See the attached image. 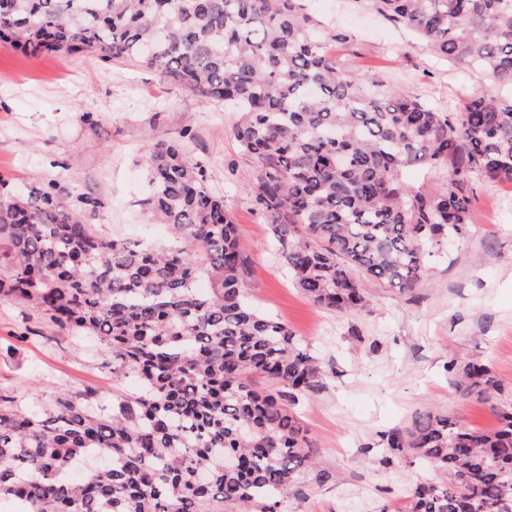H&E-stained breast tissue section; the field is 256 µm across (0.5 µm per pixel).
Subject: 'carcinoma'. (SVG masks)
<instances>
[{
	"instance_id": "obj_1",
	"label": "carcinoma",
	"mask_w": 512,
	"mask_h": 512,
	"mask_svg": "<svg viewBox=\"0 0 512 512\" xmlns=\"http://www.w3.org/2000/svg\"><path fill=\"white\" fill-rule=\"evenodd\" d=\"M367 3L501 93L481 89L466 111L443 112L350 73L325 50L346 34L320 38L303 0H4L0 44L134 59L233 105L234 137L257 167L251 193L291 280L322 307L359 312L361 279L413 291L428 259L475 223V185L512 182V0ZM192 139L148 149L139 200L182 246L98 235L55 180L0 191L13 258L0 297L94 337L113 377L138 384L110 406L93 389L59 393L46 413L0 392V502L15 512H282L332 479L289 410L319 390L323 366L244 293L237 227L189 156ZM411 168L445 183L425 193ZM447 370L466 396L502 392L484 363ZM497 413L498 427L480 430L428 412L381 439L383 463L410 455L440 474L416 484L410 512H512V402ZM86 454L107 465L73 484L67 470ZM226 454L237 467L214 465Z\"/></svg>"
}]
</instances>
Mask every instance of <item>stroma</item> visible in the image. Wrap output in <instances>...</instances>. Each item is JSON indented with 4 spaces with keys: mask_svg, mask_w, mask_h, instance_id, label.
Here are the masks:
<instances>
[{
    "mask_svg": "<svg viewBox=\"0 0 512 512\" xmlns=\"http://www.w3.org/2000/svg\"><path fill=\"white\" fill-rule=\"evenodd\" d=\"M307 11L345 32L328 46L355 74H379L445 112L465 111L486 81L436 56L364 0H305ZM239 115L139 62L97 53L30 54L0 45V181L55 180L101 203L91 224L105 238L168 245L175 234L144 213L141 158L160 140L192 130L189 149L223 194L246 255L243 289L256 308L307 340L325 366L322 388L293 413L313 446L323 486L289 498L284 512H407L414 485L436 472L406 459L389 465L384 432L428 412L490 430L491 402L457 391L449 361L482 360L512 400V183L476 186V222L445 244L412 292L373 279L370 300L352 315L314 304L281 270L273 231L251 187L256 165L238 148ZM109 356L90 336L59 331L43 314L0 299V390L22 406L47 409L60 392L94 388L104 401L135 391L112 377Z\"/></svg>",
    "mask_w": 512,
    "mask_h": 512,
    "instance_id": "stroma-1",
    "label": "stroma"
}]
</instances>
